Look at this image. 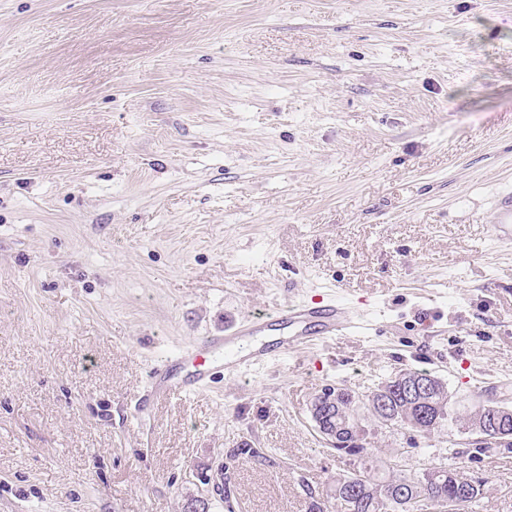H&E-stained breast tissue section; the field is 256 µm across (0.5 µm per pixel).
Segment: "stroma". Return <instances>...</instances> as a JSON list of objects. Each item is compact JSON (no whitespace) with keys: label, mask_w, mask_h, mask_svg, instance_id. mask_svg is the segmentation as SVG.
I'll return each mask as SVG.
<instances>
[{"label":"stroma","mask_w":512,"mask_h":512,"mask_svg":"<svg viewBox=\"0 0 512 512\" xmlns=\"http://www.w3.org/2000/svg\"><path fill=\"white\" fill-rule=\"evenodd\" d=\"M512 0H0V512H311L411 449L512 512V446L367 424L327 388L408 370L512 406ZM338 296L368 330L136 403L154 361ZM491 236L500 243L512 241V190L502 191L494 203V221ZM333 394H336L334 399L323 398L321 394L317 395L311 404V415L315 421L317 427L319 425L317 421H322L323 424L327 425V428L332 431H336L338 438L336 440L341 443L340 445H334V449L338 453H344L346 455H360L367 453L369 448H365L362 440H364V432L362 425L357 427L355 430L350 429V432L346 428V420L350 416V404H351V392L347 388L336 387ZM388 392L384 389L373 390L364 398L353 397L351 404V415L352 424L355 423L358 414L367 413L368 415H375L378 418L379 424L384 426H395L389 421L382 413H386L385 404L387 399L385 395ZM360 436H362L360 438ZM240 458L249 459L255 465H266L270 463L267 455L259 448H247V446H243L241 448H232L230 451H228L224 460V474L222 469H218L217 473V484L221 482L222 477H224V503L226 504V507H230V505H228L230 489L228 488L227 484L231 483V477L228 475V472L231 468H233V464Z\"/></svg>","instance_id":"35a3bbf8"}]
</instances>
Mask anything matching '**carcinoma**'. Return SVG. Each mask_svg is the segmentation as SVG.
<instances>
[{"mask_svg": "<svg viewBox=\"0 0 512 512\" xmlns=\"http://www.w3.org/2000/svg\"><path fill=\"white\" fill-rule=\"evenodd\" d=\"M410 374L434 378L435 385L423 405L401 395V381ZM385 384L392 389L390 416L393 423L424 438L442 431L447 422L469 428L480 412L491 424L499 410V405L492 402L460 416L453 407L447 384L428 371L401 372L385 380ZM334 394L333 399L320 395L314 398L312 418L337 433L336 452L360 455L367 451L361 438L364 429L358 427L352 432L346 429L351 392L347 388L336 387ZM240 458L249 459L255 465L270 463L267 455L258 448H233L225 456L224 484L231 483L228 472ZM383 467L387 474L381 477L368 469L336 475L334 498L337 512H421L424 506L434 508L439 500L451 498L459 500V512H476L485 491V481L467 477L456 466L444 461L416 467L405 463L399 465L390 459L383 462Z\"/></svg>", "mask_w": 512, "mask_h": 512, "instance_id": "carcinoma-1", "label": "carcinoma"}]
</instances>
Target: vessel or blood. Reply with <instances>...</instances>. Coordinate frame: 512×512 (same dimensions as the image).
I'll return each instance as SVG.
<instances>
[{
	"label": "vessel or blood",
	"mask_w": 512,
	"mask_h": 512,
	"mask_svg": "<svg viewBox=\"0 0 512 512\" xmlns=\"http://www.w3.org/2000/svg\"><path fill=\"white\" fill-rule=\"evenodd\" d=\"M491 235L498 242H512V190L502 191L495 200ZM361 327L359 313L336 299L288 301L270 314L239 319L224 332L202 337L153 364L147 393L136 408L144 414L151 399L211 389L217 375L212 370L215 363H222V373L228 377L264 365L271 351L255 339L270 331L285 329L277 346L287 353L323 346L334 337L354 335Z\"/></svg>",
	"instance_id": "obj_1"
}]
</instances>
